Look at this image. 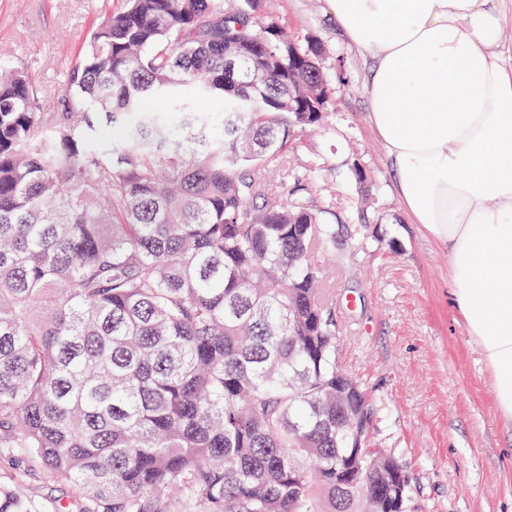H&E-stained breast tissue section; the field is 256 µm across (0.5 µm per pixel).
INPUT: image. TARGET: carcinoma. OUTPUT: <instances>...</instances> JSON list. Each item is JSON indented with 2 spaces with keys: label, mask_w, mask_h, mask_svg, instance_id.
Returning <instances> with one entry per match:
<instances>
[{
  "label": "carcinoma",
  "mask_w": 512,
  "mask_h": 512,
  "mask_svg": "<svg viewBox=\"0 0 512 512\" xmlns=\"http://www.w3.org/2000/svg\"><path fill=\"white\" fill-rule=\"evenodd\" d=\"M260 0H124L45 119L0 70V454L85 512H407L372 465L320 258L261 172L323 118L319 48ZM371 471L375 499L338 484ZM0 512H41L0 482Z\"/></svg>",
  "instance_id": "cac0c4a2"
}]
</instances>
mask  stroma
<instances>
[{"mask_svg": "<svg viewBox=\"0 0 512 512\" xmlns=\"http://www.w3.org/2000/svg\"><path fill=\"white\" fill-rule=\"evenodd\" d=\"M121 0H0V64L24 68L39 109L56 112L69 69L92 29ZM289 34L317 40L330 94L319 127L295 132L270 193L367 223L339 241L333 267L339 355L376 389L374 447L410 476L408 512H512V424L501 416L477 339L449 302L448 248L406 218L382 141L367 119L370 62L339 29L327 0H262ZM367 174L358 182L355 169ZM0 479L47 506L83 512L85 500L23 457L0 458Z\"/></svg>", "mask_w": 512, "mask_h": 512, "instance_id": "stroma-1", "label": "stroma"}]
</instances>
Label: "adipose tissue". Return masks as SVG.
Wrapping results in <instances>:
<instances>
[{
	"mask_svg": "<svg viewBox=\"0 0 512 512\" xmlns=\"http://www.w3.org/2000/svg\"><path fill=\"white\" fill-rule=\"evenodd\" d=\"M373 65L369 122L404 209L448 246L454 307L512 422V65L500 0H328Z\"/></svg>",
	"mask_w": 512,
	"mask_h": 512,
	"instance_id": "ef3b65f1",
	"label": "adipose tissue"
}]
</instances>
